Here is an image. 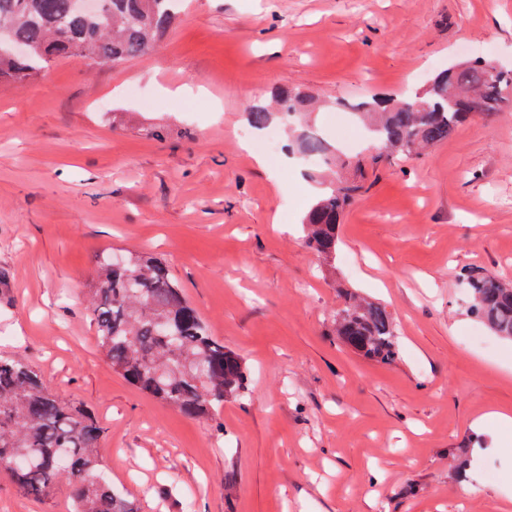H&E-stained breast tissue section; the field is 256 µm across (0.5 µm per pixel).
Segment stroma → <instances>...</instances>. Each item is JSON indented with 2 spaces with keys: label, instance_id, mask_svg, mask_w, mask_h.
I'll return each mask as SVG.
<instances>
[{
  "label": "stroma",
  "instance_id": "obj_1",
  "mask_svg": "<svg viewBox=\"0 0 512 512\" xmlns=\"http://www.w3.org/2000/svg\"><path fill=\"white\" fill-rule=\"evenodd\" d=\"M480 51L512 68V0H184L145 55L64 58L0 85V353L95 413L112 483L140 512H512V453L488 417L512 412V341L464 344L477 322L459 279L512 280V113L367 169L332 277L302 240L321 179L272 177L238 136L250 103L300 91L352 176L369 144L336 100L404 97ZM132 250L162 256L251 365L225 436L98 348L91 277ZM340 280L391 313L392 364L336 338ZM0 512H72L70 489L30 497L0 468Z\"/></svg>",
  "mask_w": 512,
  "mask_h": 512
}]
</instances>
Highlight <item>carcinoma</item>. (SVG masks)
Masks as SVG:
<instances>
[{
    "mask_svg": "<svg viewBox=\"0 0 512 512\" xmlns=\"http://www.w3.org/2000/svg\"><path fill=\"white\" fill-rule=\"evenodd\" d=\"M177 19L169 0H101L95 16L76 13L73 0H0V82L23 83L50 63L77 56L87 65L117 64L151 51ZM308 99L281 90L275 103L247 109L258 131L306 111ZM370 127L375 146L393 154H418L448 140L482 115L512 112V70L485 59L462 61L435 75L402 100H362L350 105ZM307 164H327L329 148L304 129L288 147ZM359 176L321 194L303 219L306 246L330 261L339 242L345 207L361 190ZM470 315L512 340V283L479 268L461 272ZM97 342L122 378L188 418H203L224 434L219 412L244 398L251 370L236 351L212 336L170 278L162 260L129 252L122 266L104 257L91 288ZM336 336L358 355L390 364L399 355L386 307L357 296L336 312ZM101 429L83 406L59 400L41 372L14 355H0V463L19 491L39 498L53 486L71 487L73 512H138L105 473Z\"/></svg>",
    "mask_w": 512,
    "mask_h": 512,
    "instance_id": "1",
    "label": "carcinoma"
}]
</instances>
